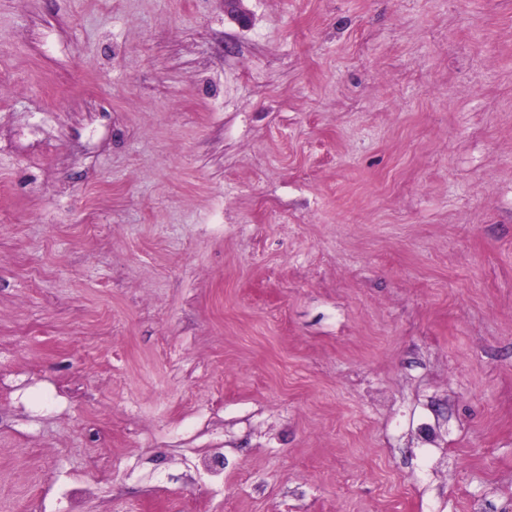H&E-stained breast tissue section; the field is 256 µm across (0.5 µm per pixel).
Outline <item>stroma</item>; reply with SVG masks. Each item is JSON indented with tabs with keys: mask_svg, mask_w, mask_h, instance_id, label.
Returning a JSON list of instances; mask_svg holds the SVG:
<instances>
[{
	"mask_svg": "<svg viewBox=\"0 0 512 512\" xmlns=\"http://www.w3.org/2000/svg\"><path fill=\"white\" fill-rule=\"evenodd\" d=\"M512 512V0H0V512Z\"/></svg>",
	"mask_w": 512,
	"mask_h": 512,
	"instance_id": "stroma-1",
	"label": "stroma"
}]
</instances>
